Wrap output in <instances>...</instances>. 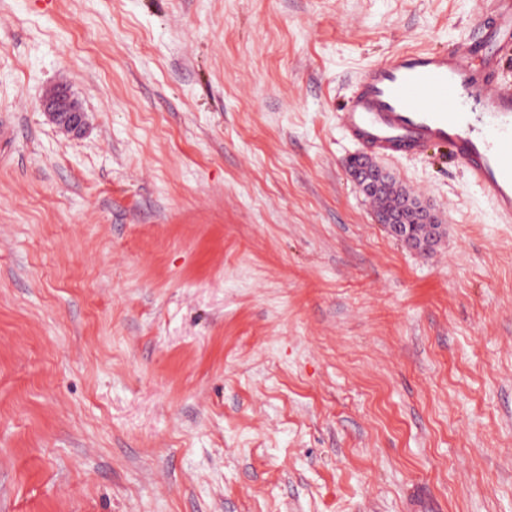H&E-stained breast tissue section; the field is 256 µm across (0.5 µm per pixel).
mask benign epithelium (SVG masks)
<instances>
[{
    "instance_id": "obj_1",
    "label": "benign epithelium",
    "mask_w": 512,
    "mask_h": 512,
    "mask_svg": "<svg viewBox=\"0 0 512 512\" xmlns=\"http://www.w3.org/2000/svg\"><path fill=\"white\" fill-rule=\"evenodd\" d=\"M42 110L58 132L68 138H78L87 125V112L64 85L50 89L43 97ZM348 173L360 190L369 197L383 196L391 188L393 178L376 163L362 171ZM389 234L407 246L422 252L431 251L442 239L445 225L439 215L414 195L404 192L377 215Z\"/></svg>"
}]
</instances>
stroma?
Returning a JSON list of instances; mask_svg holds the SVG:
<instances>
[{
  "mask_svg": "<svg viewBox=\"0 0 512 512\" xmlns=\"http://www.w3.org/2000/svg\"><path fill=\"white\" fill-rule=\"evenodd\" d=\"M490 2L0 0V512H512V224L388 158L409 249L339 123ZM42 110L58 132L68 138H78L87 125V112L64 85L50 89L43 97ZM377 219L392 237L422 252L431 251L445 233L439 215L407 192L391 201L378 213Z\"/></svg>",
  "mask_w": 512,
  "mask_h": 512,
  "instance_id": "35a3bbf8",
  "label": "stroma"
}]
</instances>
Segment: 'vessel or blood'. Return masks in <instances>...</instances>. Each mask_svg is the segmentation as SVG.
<instances>
[{
	"label": "vessel or blood",
	"mask_w": 512,
	"mask_h": 512,
	"mask_svg": "<svg viewBox=\"0 0 512 512\" xmlns=\"http://www.w3.org/2000/svg\"><path fill=\"white\" fill-rule=\"evenodd\" d=\"M486 29L512 44V0H496ZM470 50L451 53L403 50L364 71L340 116L348 138L364 155L417 157L447 149L494 207L512 223V81L490 53L483 72Z\"/></svg>",
	"instance_id": "b4317fda"
}]
</instances>
